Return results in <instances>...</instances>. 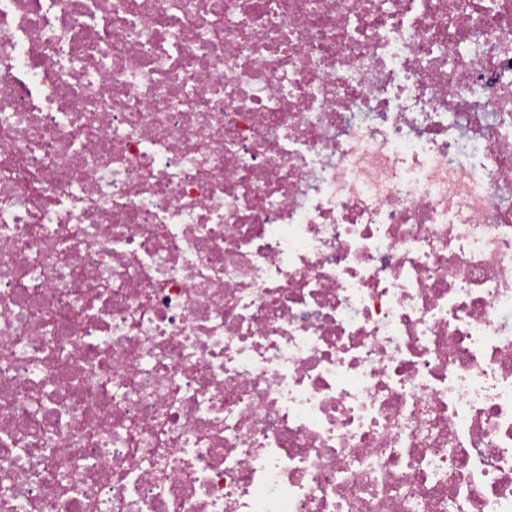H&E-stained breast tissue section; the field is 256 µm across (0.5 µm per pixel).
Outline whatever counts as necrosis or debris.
<instances>
[{"label": "necrosis or debris", "instance_id": "obj_1", "mask_svg": "<svg viewBox=\"0 0 512 512\" xmlns=\"http://www.w3.org/2000/svg\"><path fill=\"white\" fill-rule=\"evenodd\" d=\"M0 512H512V0H0Z\"/></svg>", "mask_w": 512, "mask_h": 512}]
</instances>
